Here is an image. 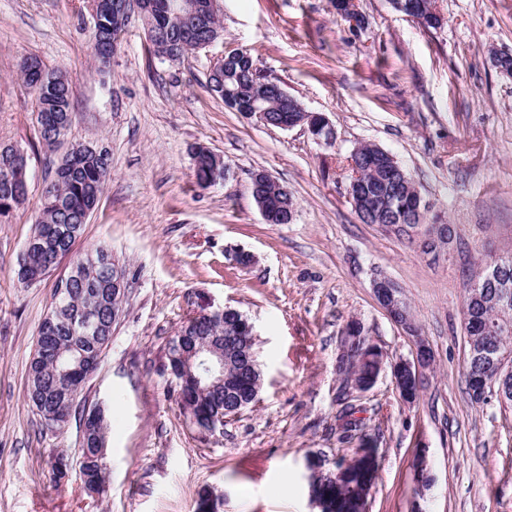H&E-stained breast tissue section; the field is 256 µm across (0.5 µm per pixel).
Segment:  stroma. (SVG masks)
I'll return each mask as SVG.
<instances>
[{
  "mask_svg": "<svg viewBox=\"0 0 512 512\" xmlns=\"http://www.w3.org/2000/svg\"><path fill=\"white\" fill-rule=\"evenodd\" d=\"M353 28L330 0H219L224 32L178 63L150 52L132 14L107 75L89 41L90 0H0V146L28 155L29 196L0 221V512H195L198 493L220 512H313L307 455L351 457L336 440L349 401L378 448L369 512H512V407L471 401L465 379V290L489 255L512 250V79L489 61L512 53V0H438L426 28L387 0H358ZM248 49L259 68L336 130L331 148L302 127L244 118L207 87L214 56ZM38 56L73 79L69 142L103 144L112 175L73 247L102 246L127 270L112 341L78 398L110 425L104 490L90 497L78 468L51 479V455L77 459L78 420L43 430L26 399V369L61 261L24 285L14 270L59 155L37 134L18 76ZM362 143L389 151L411 175L429 224L455 229L449 248L423 249L358 219L346 159ZM203 145L229 167L197 186ZM288 186L294 220L268 224L250 190L253 171ZM245 250L253 262L238 265ZM393 280L434 354L414 403L390 371L341 397L336 358L346 324L360 320L388 364L413 359L412 337L376 303L370 280ZM225 307L254 325L263 384L256 402L209 434L182 409L166 369L168 346L192 315ZM433 477L416 494L414 463Z\"/></svg>",
  "mask_w": 512,
  "mask_h": 512,
  "instance_id": "stroma-1",
  "label": "stroma"
}]
</instances>
